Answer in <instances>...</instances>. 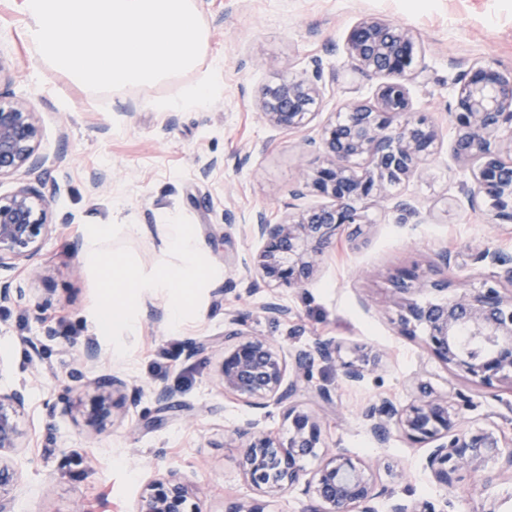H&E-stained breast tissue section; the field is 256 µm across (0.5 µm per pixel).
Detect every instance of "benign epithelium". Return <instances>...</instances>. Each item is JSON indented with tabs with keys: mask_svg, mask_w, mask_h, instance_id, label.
<instances>
[{
	"mask_svg": "<svg viewBox=\"0 0 512 512\" xmlns=\"http://www.w3.org/2000/svg\"><path fill=\"white\" fill-rule=\"evenodd\" d=\"M345 52L359 73L383 77L375 102L351 100L344 112L325 122L319 133L318 161L300 171L295 198L306 194L328 199L299 208L273 224L263 215L250 225L260 242L245 267L266 286L300 288L318 271L326 249L349 229L357 236L367 223V211L391 209L407 220L416 209L394 189L414 176L439 149L435 123L412 111L407 84L423 73L421 48L414 34L390 21L366 17L349 30ZM319 71L301 74L262 89L259 112L271 127L293 131L308 127L319 115L323 87ZM451 122L453 151L458 159L474 161L470 203L480 202L495 224H512V71L473 64L455 81ZM40 127L36 113L20 104L0 103V178L22 172V181L0 196V305L25 295L20 273L34 281L42 277L38 257L51 235L49 205L43 193L47 158L38 151ZM474 264L496 270L459 289L448 278L430 279L417 269H404L393 280L398 326L405 336L423 331L430 355L451 377L474 385L512 386V262L484 247L472 254ZM270 321L288 318V306L272 298L261 307ZM247 315L229 319L224 332L219 385L236 400L252 407L285 409L289 436L281 440L254 423L225 434V442L241 448L244 477L260 493L233 501L226 512H267L266 499L303 487L314 505L308 512H439L434 502L404 500L379 486L365 462L336 448L323 447L321 421L314 412L299 409L297 396L306 388L321 404H333L331 388L313 384L315 359L333 361L339 345L331 338L288 354L269 336L241 329ZM381 351L356 352L341 364L342 378L360 383L383 363ZM417 396L398 406L390 399L367 405L361 417L379 444L388 442L395 428L413 444H429L424 469L446 494L456 492L459 474L481 477L485 464L499 460L512 471V438L491 430H470L456 407L453 386L440 393L429 382L413 380ZM125 383L117 376L89 383L92 390L84 425L100 431L112 423L117 407L114 394ZM28 397L23 389L0 391V512H12L11 493L19 478L4 453L21 445L20 419ZM322 456L313 472L302 462ZM134 512H200L192 483L170 470L147 483Z\"/></svg>",
	"mask_w": 512,
	"mask_h": 512,
	"instance_id": "obj_1",
	"label": "benign epithelium"
}]
</instances>
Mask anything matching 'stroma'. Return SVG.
Here are the masks:
<instances>
[{
	"label": "stroma",
	"instance_id": "stroma-1",
	"mask_svg": "<svg viewBox=\"0 0 512 512\" xmlns=\"http://www.w3.org/2000/svg\"><path fill=\"white\" fill-rule=\"evenodd\" d=\"M23 3L0 0V98L38 115L45 194L58 229L42 246L45 278L29 284L24 299L0 307V389L23 387L29 394L23 447L12 455L19 471L14 512H132L143 486L169 468L196 485L202 512H225L230 501L256 497L224 432L251 420L284 438L288 421L282 409L247 407L217 385L222 357L208 344L223 338L236 312L247 314L249 331L286 350L319 337L341 343L340 361L312 367L315 381L336 391L333 405L317 410L323 442L375 465L379 485L394 497L444 495L423 468L428 446L395 431L379 447L360 417L380 397L411 402L414 377L439 392L455 386L467 426L512 437V387L450 382L420 339L399 334L391 302L399 270L441 271L443 251L455 257L449 274L457 282L477 272L476 246L512 257V227L491 223L462 193L473 164L455 157L448 118L454 82L469 65L512 70V0H198L209 39L197 70L136 94L127 88L97 94L50 69L32 52ZM364 17L409 28L422 47L424 75L410 83L409 95L413 111L435 119L440 146L400 187L417 215L403 222L370 210L362 235L337 237L306 286L251 287L241 260L259 244L245 228L260 211L278 220L300 170L315 158L307 133L278 131L262 120L258 97L264 86L311 72L317 61L325 83L319 121L334 118L348 101L372 99L377 79L352 72L344 51L348 31ZM215 60L223 68L206 107L149 108V100L194 84ZM214 159L218 167L202 176ZM94 170L108 175L106 188L91 187ZM173 220L191 227L201 262L220 276L195 289L179 324L155 321L152 308L168 309L169 298L147 293L133 311L132 331L101 329L109 286L104 261L121 254L145 275L173 262L163 250ZM103 225L110 233L100 237L97 254H86L85 239ZM274 295L292 311L278 323L259 312ZM90 337L103 350L92 366L79 357ZM190 341L204 345L191 358L184 351ZM357 347L383 350L387 359L350 386L340 362ZM111 374L136 391L138 403L104 431L86 430L80 411L51 412L60 396ZM161 386L175 391L172 407L156 403L153 391ZM395 465L405 468V478L394 476ZM458 486L447 512H485L490 505L512 512V472L501 462L489 461L478 482L461 475Z\"/></svg>",
	"mask_w": 512,
	"mask_h": 512
}]
</instances>
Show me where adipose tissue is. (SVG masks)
Returning <instances> with one entry per match:
<instances>
[{
  "label": "adipose tissue",
  "instance_id": "obj_1",
  "mask_svg": "<svg viewBox=\"0 0 512 512\" xmlns=\"http://www.w3.org/2000/svg\"><path fill=\"white\" fill-rule=\"evenodd\" d=\"M164 245L179 256L180 262L160 267L149 278L126 266L121 257L112 256L106 266L112 275V288L101 309L100 326L106 328L128 323L130 310L142 293L150 289H160L168 294L170 319L175 323L181 321L193 290L205 278L204 268L198 258L196 239L186 225H170Z\"/></svg>",
  "mask_w": 512,
  "mask_h": 512
}]
</instances>
